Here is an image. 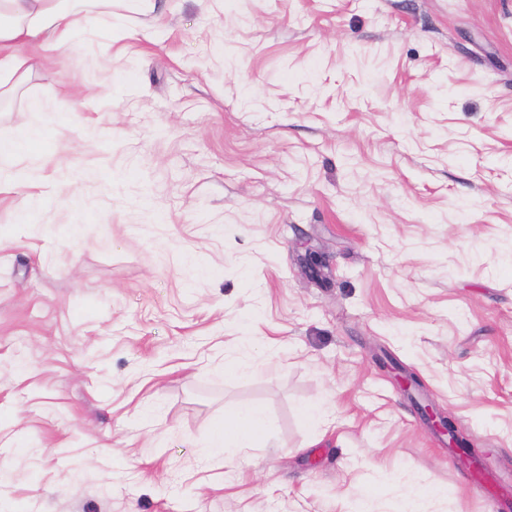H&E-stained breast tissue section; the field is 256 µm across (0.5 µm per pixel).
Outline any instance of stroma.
<instances>
[{"mask_svg":"<svg viewBox=\"0 0 512 512\" xmlns=\"http://www.w3.org/2000/svg\"><path fill=\"white\" fill-rule=\"evenodd\" d=\"M21 131L44 187L0 192V512H492L512 0H114L0 95ZM250 405L265 446L215 452ZM422 414L437 433L448 436L449 448H467L466 439L462 436L451 416L437 411L430 405L422 408Z\"/></svg>","mask_w":512,"mask_h":512,"instance_id":"35a3bbf8","label":"stroma"}]
</instances>
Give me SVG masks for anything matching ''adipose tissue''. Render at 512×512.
<instances>
[{"mask_svg": "<svg viewBox=\"0 0 512 512\" xmlns=\"http://www.w3.org/2000/svg\"><path fill=\"white\" fill-rule=\"evenodd\" d=\"M94 6L108 9L112 0H0V87L22 79L39 60L72 44ZM265 425L261 408H237L216 426L213 446L219 452L254 447Z\"/></svg>", "mask_w": 512, "mask_h": 512, "instance_id": "obj_1", "label": "adipose tissue"}]
</instances>
